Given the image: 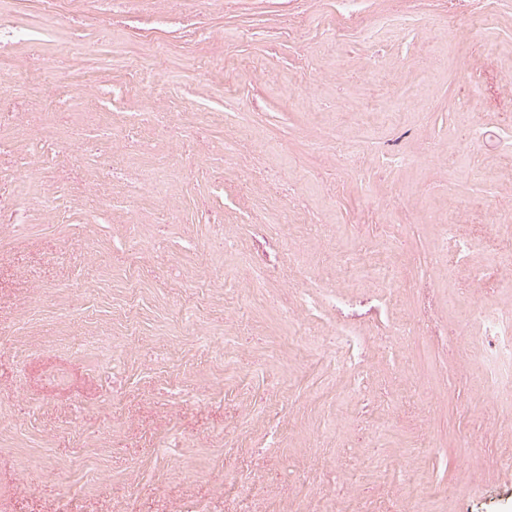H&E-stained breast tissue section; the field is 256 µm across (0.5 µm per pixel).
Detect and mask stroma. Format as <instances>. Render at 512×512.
Here are the masks:
<instances>
[{
    "label": "stroma",
    "instance_id": "35a3bbf8",
    "mask_svg": "<svg viewBox=\"0 0 512 512\" xmlns=\"http://www.w3.org/2000/svg\"><path fill=\"white\" fill-rule=\"evenodd\" d=\"M1 24L28 34L0 74L5 512H512V403L474 387L468 320L512 306V0H0Z\"/></svg>",
    "mask_w": 512,
    "mask_h": 512
}]
</instances>
